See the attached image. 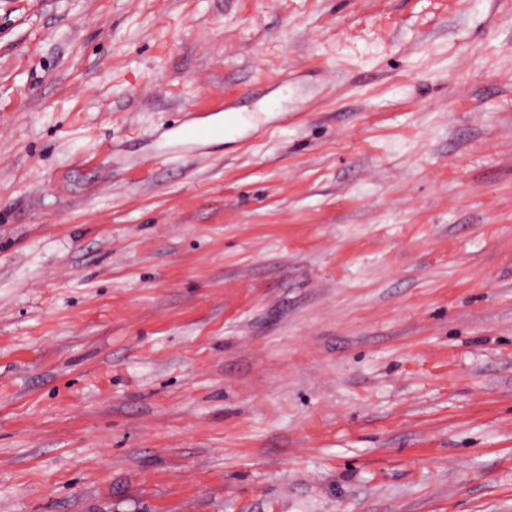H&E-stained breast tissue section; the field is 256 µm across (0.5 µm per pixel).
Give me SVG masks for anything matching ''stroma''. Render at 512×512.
Masks as SVG:
<instances>
[{
	"label": "stroma",
	"mask_w": 512,
	"mask_h": 512,
	"mask_svg": "<svg viewBox=\"0 0 512 512\" xmlns=\"http://www.w3.org/2000/svg\"><path fill=\"white\" fill-rule=\"evenodd\" d=\"M0 512H512V0H0Z\"/></svg>",
	"instance_id": "stroma-1"
}]
</instances>
